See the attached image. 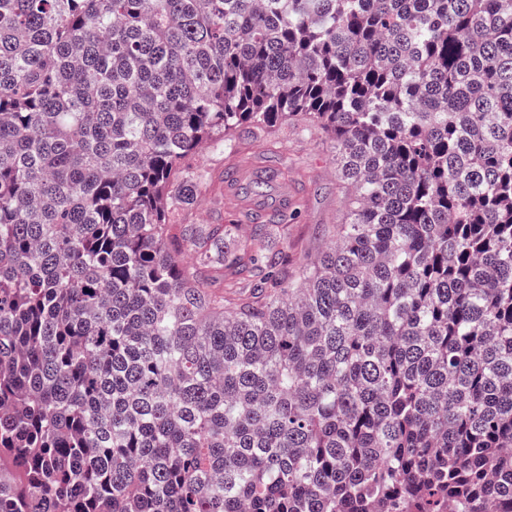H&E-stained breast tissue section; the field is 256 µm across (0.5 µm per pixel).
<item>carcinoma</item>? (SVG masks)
<instances>
[{
  "label": "carcinoma",
  "mask_w": 512,
  "mask_h": 512,
  "mask_svg": "<svg viewBox=\"0 0 512 512\" xmlns=\"http://www.w3.org/2000/svg\"><path fill=\"white\" fill-rule=\"evenodd\" d=\"M287 121L311 267L168 223ZM448 504L512 512V0H0V512ZM240 127L236 136V151L224 154V148L212 143L188 159L185 164L206 169L211 182L202 191L196 215L189 217L200 224H241V231L249 233L251 225L246 215L255 209L267 212L288 203L292 211L288 229V267L297 274L311 265L319 256L324 237L334 225L340 224L345 209V193L339 185L336 161L329 140L299 124H284L274 138ZM270 149L279 155L282 167L288 173L267 183L262 196L250 191V185L266 166ZM237 173L231 189L224 181V168ZM296 207V208H295ZM295 208V209H294ZM237 221H233L236 220Z\"/></svg>",
  "instance_id": "cac0c4a2"
}]
</instances>
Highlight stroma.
<instances>
[{
    "label": "stroma",
    "mask_w": 512,
    "mask_h": 512,
    "mask_svg": "<svg viewBox=\"0 0 512 512\" xmlns=\"http://www.w3.org/2000/svg\"><path fill=\"white\" fill-rule=\"evenodd\" d=\"M236 144L235 152L228 154L208 143L191 157V165L211 174L201 194L196 221L235 222L246 233L251 228L247 214L274 210L281 196H289L288 263L292 271H301L319 256L328 230L340 224L345 209V193L339 185L329 140L313 129L287 123L272 138L240 127ZM272 151L278 153L286 173L268 182L262 195H255L250 186Z\"/></svg>",
    "instance_id": "1"
}]
</instances>
